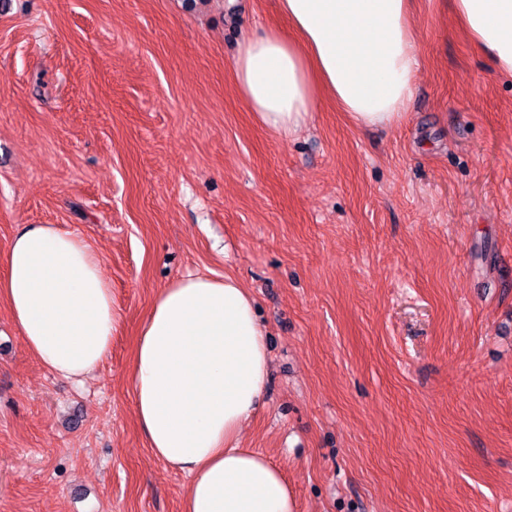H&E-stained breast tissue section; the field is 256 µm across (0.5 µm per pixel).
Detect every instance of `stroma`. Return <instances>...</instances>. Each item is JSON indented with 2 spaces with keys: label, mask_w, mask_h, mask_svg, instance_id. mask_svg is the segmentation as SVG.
<instances>
[{
  "label": "stroma",
  "mask_w": 512,
  "mask_h": 512,
  "mask_svg": "<svg viewBox=\"0 0 512 512\" xmlns=\"http://www.w3.org/2000/svg\"><path fill=\"white\" fill-rule=\"evenodd\" d=\"M399 123L317 103L275 136L232 59L278 0H10L0 9V275L29 224L104 260L120 324L82 383L0 303V512H180L188 477L137 423L134 340L157 291L229 275L270 376L241 445L296 512H512V76L415 0Z\"/></svg>",
  "instance_id": "stroma-1"
}]
</instances>
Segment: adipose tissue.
I'll use <instances>...</instances> for the list:
<instances>
[{
  "instance_id": "1",
  "label": "adipose tissue",
  "mask_w": 512,
  "mask_h": 512,
  "mask_svg": "<svg viewBox=\"0 0 512 512\" xmlns=\"http://www.w3.org/2000/svg\"><path fill=\"white\" fill-rule=\"evenodd\" d=\"M287 31L246 36L233 61L257 123L280 137L322 98L354 128L397 124L412 98V0H280ZM474 43L512 75V0H455ZM0 302L29 352L78 379L108 356L118 311L103 258L76 233L32 224L11 240ZM268 377L264 330L232 276L185 274L156 294L138 334L131 389L154 458L187 475L183 512H295L282 470L240 445Z\"/></svg>"
}]
</instances>
